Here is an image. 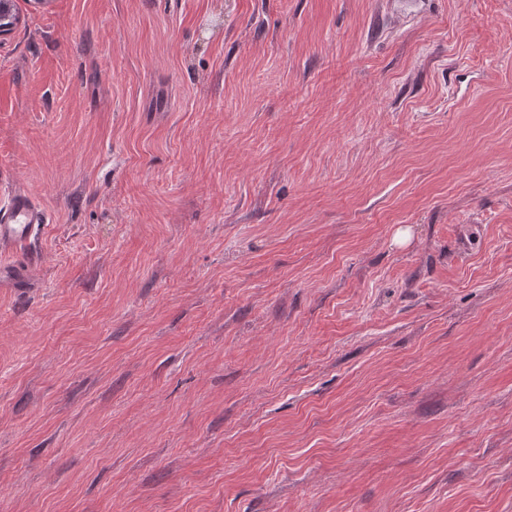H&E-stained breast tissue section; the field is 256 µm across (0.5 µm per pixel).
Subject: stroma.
<instances>
[{
  "mask_svg": "<svg viewBox=\"0 0 512 512\" xmlns=\"http://www.w3.org/2000/svg\"><path fill=\"white\" fill-rule=\"evenodd\" d=\"M15 5L0 512H512V0ZM46 224L45 210L26 192H15L0 208V284L19 288L28 267L40 258L37 239ZM22 254L23 264L13 260Z\"/></svg>",
  "mask_w": 512,
  "mask_h": 512,
  "instance_id": "stroma-1",
  "label": "stroma"
}]
</instances>
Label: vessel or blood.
I'll return each mask as SVG.
<instances>
[{
    "label": "vessel or blood",
    "mask_w": 512,
    "mask_h": 512,
    "mask_svg": "<svg viewBox=\"0 0 512 512\" xmlns=\"http://www.w3.org/2000/svg\"><path fill=\"white\" fill-rule=\"evenodd\" d=\"M45 222L44 209L22 191L0 208V284L16 288L24 281L29 264L40 258L37 239Z\"/></svg>",
    "instance_id": "b4317fda"
}]
</instances>
